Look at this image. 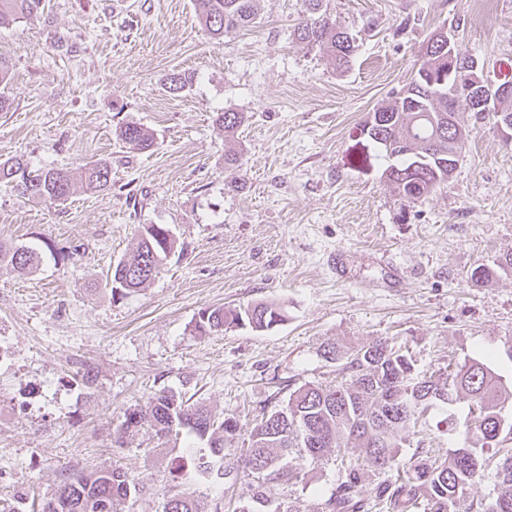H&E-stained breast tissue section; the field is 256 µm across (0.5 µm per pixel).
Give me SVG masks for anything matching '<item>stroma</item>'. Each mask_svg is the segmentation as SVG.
Instances as JSON below:
<instances>
[{
    "label": "stroma",
    "instance_id": "35a3bbf8",
    "mask_svg": "<svg viewBox=\"0 0 512 512\" xmlns=\"http://www.w3.org/2000/svg\"><path fill=\"white\" fill-rule=\"evenodd\" d=\"M356 39L336 69L293 34L302 0H261L253 26L210 37L192 0H43L40 12L0 27L10 68V111L0 112V162L80 174L97 159L111 186L58 206L0 185V241L35 248L31 273L0 269V512H32L67 469L122 468L142 490L122 512H163L169 464L186 430L157 436L126 413L165 390L219 417L239 435L224 443V478L192 490L201 512H316L343 472L335 454L303 462L305 477L267 482L258 504L239 457L252 420L285 406L304 384L334 383L327 344L387 341L409 349L417 373L490 355L512 382V273L477 286L469 275L512 251V145L493 117L475 118L448 183L416 204L361 165L357 127L417 68L445 29L512 75V0H324ZM194 73L174 95L168 73ZM249 120L225 138L216 113ZM136 122L150 150L115 135ZM237 152L241 167L224 164ZM144 224L168 225L175 256L140 291L113 296L105 276ZM342 253L345 278L330 259ZM281 307L265 331L200 333L198 313L255 302ZM466 400L432 408L400 457L447 458L455 438L438 423Z\"/></svg>",
    "mask_w": 512,
    "mask_h": 512
}]
</instances>
